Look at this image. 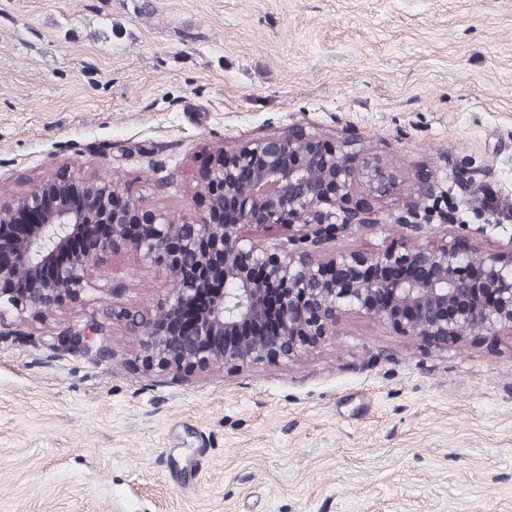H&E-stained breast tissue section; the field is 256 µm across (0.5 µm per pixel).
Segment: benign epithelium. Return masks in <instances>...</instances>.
<instances>
[{"mask_svg":"<svg viewBox=\"0 0 512 512\" xmlns=\"http://www.w3.org/2000/svg\"><path fill=\"white\" fill-rule=\"evenodd\" d=\"M66 181L54 192L59 178L51 177L0 209V324L91 292L87 272L109 249L164 268L173 288L155 314L111 297L98 317L52 337L65 351L111 358L115 320L145 361L175 370L285 357L334 335L337 316L354 309L439 344L512 329V256L478 257L453 240L315 264L304 249L245 243L242 224L298 226L297 241L313 246L353 221L381 223L363 195L389 192L394 178L342 141L290 134L231 154L200 152L195 182L205 209L185 224L144 209L111 181ZM215 279L224 287L207 292Z\"/></svg>","mask_w":512,"mask_h":512,"instance_id":"obj_1","label":"benign epithelium"}]
</instances>
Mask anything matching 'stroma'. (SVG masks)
<instances>
[{
	"mask_svg": "<svg viewBox=\"0 0 512 512\" xmlns=\"http://www.w3.org/2000/svg\"><path fill=\"white\" fill-rule=\"evenodd\" d=\"M303 131L396 177L314 262L464 238L512 254V0H0V207L66 171L199 213L204 149ZM457 222L403 215L424 177ZM93 294L0 341V512H512V332L448 345L358 310L279 360L174 371L123 323L110 363L51 344L171 275L108 252Z\"/></svg>",
	"mask_w": 512,
	"mask_h": 512,
	"instance_id": "35a3bbf8",
	"label": "stroma"
}]
</instances>
